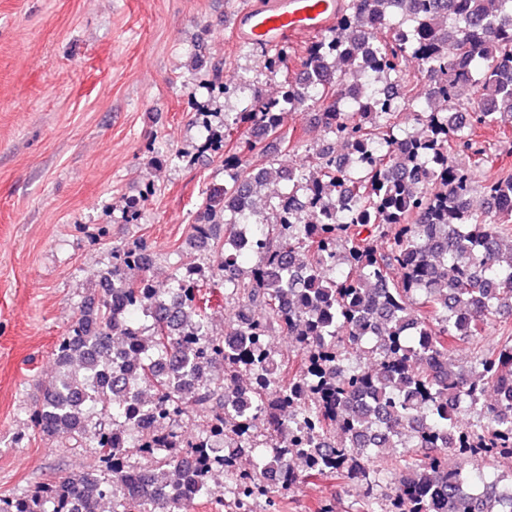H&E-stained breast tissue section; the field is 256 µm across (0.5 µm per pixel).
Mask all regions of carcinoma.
<instances>
[{
	"mask_svg": "<svg viewBox=\"0 0 512 512\" xmlns=\"http://www.w3.org/2000/svg\"><path fill=\"white\" fill-rule=\"evenodd\" d=\"M413 59L432 77L431 111L421 121L430 138L412 144L399 110L349 96V76L384 72L397 83L401 106L413 100L405 73ZM305 81H284L277 104L224 113V134L205 148H229L233 170L224 187L206 194L190 237L212 242L210 278L165 291L148 286L145 241L112 248L100 292L54 348L58 372L43 381L29 408L33 432L96 448L125 477L126 448L97 429L107 414L120 421L132 386L154 389L150 413L171 420L189 410L204 418L218 443L221 472L233 485L231 512H279L265 475L299 457L288 484L334 475L339 486L376 485L391 478L388 512H512V487L491 473L448 467L445 438L459 432L456 455L512 459V208L491 211L470 202L489 147L476 130L512 118V0H343L336 25L307 49ZM473 107L459 126L451 108ZM303 105L348 165L330 152L288 169L268 153L282 135L279 114ZM266 160L255 167L246 158ZM286 181L278 197L294 203L310 188L326 213L303 212L282 223L262 189ZM492 198L512 197V176L484 184ZM253 248L229 252L241 227ZM224 228V239L216 236ZM295 257L297 268L288 267ZM237 299L230 332L207 329L215 290ZM151 324H140L142 309ZM498 323L500 350L453 363L448 338L464 343ZM293 337L300 356L271 355L272 330ZM361 347L377 361L367 371L343 349ZM491 387L509 389L483 411L471 432L448 405L475 401ZM367 392L373 402L351 405ZM400 448L394 463L380 449ZM138 446L151 465L136 491L112 512H185L182 486L206 494L216 471L170 433L163 448ZM102 471L54 475L19 495L1 496L0 512H92L103 495Z\"/></svg>",
	"mask_w": 512,
	"mask_h": 512,
	"instance_id": "carcinoma-1",
	"label": "carcinoma"
}]
</instances>
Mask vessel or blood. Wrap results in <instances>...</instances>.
I'll use <instances>...</instances> for the list:
<instances>
[{"instance_id": "vessel-or-blood-1", "label": "vessel or blood", "mask_w": 512, "mask_h": 512, "mask_svg": "<svg viewBox=\"0 0 512 512\" xmlns=\"http://www.w3.org/2000/svg\"><path fill=\"white\" fill-rule=\"evenodd\" d=\"M337 11V0H278L270 10L242 14L236 28L250 42L275 45L293 34L323 31Z\"/></svg>"}]
</instances>
